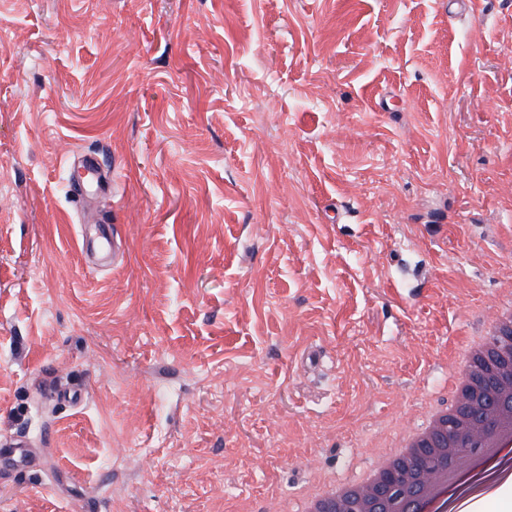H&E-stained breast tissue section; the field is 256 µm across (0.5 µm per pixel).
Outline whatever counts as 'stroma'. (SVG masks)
<instances>
[{"label":"stroma","mask_w":512,"mask_h":512,"mask_svg":"<svg viewBox=\"0 0 512 512\" xmlns=\"http://www.w3.org/2000/svg\"><path fill=\"white\" fill-rule=\"evenodd\" d=\"M511 290L512 0H0V512H300ZM0 469L22 470L31 465L33 458L26 445L20 442L1 443Z\"/></svg>","instance_id":"35a3bbf8"}]
</instances>
